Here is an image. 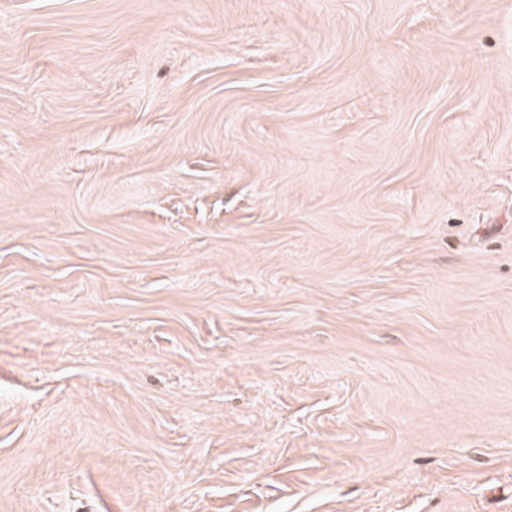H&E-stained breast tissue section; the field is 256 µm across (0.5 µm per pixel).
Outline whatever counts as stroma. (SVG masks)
<instances>
[{
    "label": "stroma",
    "instance_id": "obj_1",
    "mask_svg": "<svg viewBox=\"0 0 512 512\" xmlns=\"http://www.w3.org/2000/svg\"><path fill=\"white\" fill-rule=\"evenodd\" d=\"M0 512H512V0H0Z\"/></svg>",
    "mask_w": 512,
    "mask_h": 512
}]
</instances>
